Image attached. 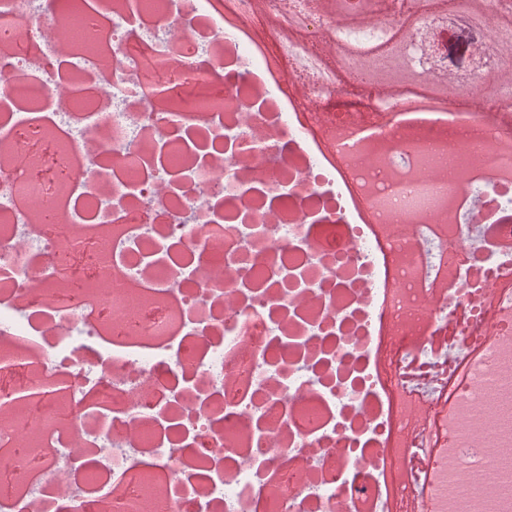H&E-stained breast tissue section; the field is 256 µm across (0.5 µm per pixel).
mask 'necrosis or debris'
<instances>
[{
  "label": "necrosis or debris",
  "instance_id": "1",
  "mask_svg": "<svg viewBox=\"0 0 512 512\" xmlns=\"http://www.w3.org/2000/svg\"><path fill=\"white\" fill-rule=\"evenodd\" d=\"M87 0L96 57L53 49L62 0H0V512H387L376 467L384 416L371 374L377 272L303 135L262 84L249 48L194 0ZM181 38L145 40L161 19ZM80 74L86 108L61 110ZM164 94L172 106L156 111ZM93 138L98 160L34 177L46 126ZM356 180L389 225L400 286L387 312L395 379L433 410L441 378L472 343L482 361L458 412L435 512L449 483L495 471L466 512H512V155L492 152L481 113L422 131L383 120ZM473 148L463 175L452 147ZM47 221L30 230L21 193ZM196 219H183L186 211ZM112 232L72 294L71 260ZM144 308L116 318L120 292ZM29 409L11 420L20 404ZM494 423L483 438L471 428ZM34 432L37 447L21 442Z\"/></svg>",
  "mask_w": 512,
  "mask_h": 512
}]
</instances>
